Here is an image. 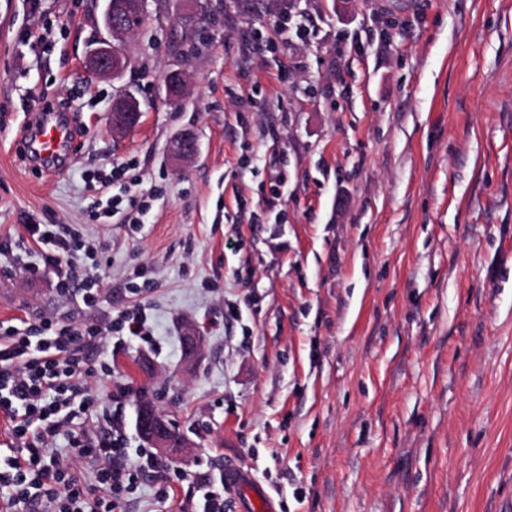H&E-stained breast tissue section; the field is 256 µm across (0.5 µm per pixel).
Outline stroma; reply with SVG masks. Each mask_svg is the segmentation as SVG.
<instances>
[{"label": "stroma", "mask_w": 512, "mask_h": 512, "mask_svg": "<svg viewBox=\"0 0 512 512\" xmlns=\"http://www.w3.org/2000/svg\"><path fill=\"white\" fill-rule=\"evenodd\" d=\"M104 6L0 0V238L71 225L99 282L88 307L37 253L0 256V323L105 327L150 282L152 342L93 352L103 390H133L99 421L143 448L147 400L191 446L166 505L146 477L123 512H189L229 459L278 512H512V0H224L186 60L173 0H149L97 82ZM124 93L141 117L116 135ZM42 111L77 129L52 174L24 131Z\"/></svg>", "instance_id": "obj_1"}]
</instances>
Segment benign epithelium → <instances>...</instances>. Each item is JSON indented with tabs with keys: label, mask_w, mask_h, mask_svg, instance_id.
I'll return each mask as SVG.
<instances>
[{
	"label": "benign epithelium",
	"mask_w": 512,
	"mask_h": 512,
	"mask_svg": "<svg viewBox=\"0 0 512 512\" xmlns=\"http://www.w3.org/2000/svg\"><path fill=\"white\" fill-rule=\"evenodd\" d=\"M182 8L181 17L217 16L221 0H175ZM135 17L131 21L116 18L112 15V0H107L103 13V29L105 36L98 40L95 48L89 51L85 59V68L89 76L97 80L114 79L121 75L128 65V58L116 46L115 41L126 36L147 18L148 0H129ZM139 112V103L132 97H118L112 101L110 108L112 131L120 132L128 127ZM172 152L178 157L188 158L196 152V134L192 129L183 130L172 145ZM200 349L199 339L188 335L182 344L183 361L191 366L195 363ZM137 430L149 447L161 454L176 458L182 449L190 447L187 438L178 440L171 435L164 415L150 405L140 406L137 419Z\"/></svg>",
	"instance_id": "1"
}]
</instances>
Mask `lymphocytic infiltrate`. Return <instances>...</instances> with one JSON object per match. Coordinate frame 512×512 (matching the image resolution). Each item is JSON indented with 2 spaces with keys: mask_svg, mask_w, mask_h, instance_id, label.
Returning <instances> with one entry per match:
<instances>
[{
  "mask_svg": "<svg viewBox=\"0 0 512 512\" xmlns=\"http://www.w3.org/2000/svg\"><path fill=\"white\" fill-rule=\"evenodd\" d=\"M27 241L0 242V253L40 249L43 267L57 277L64 292L80 291L86 306L98 301L94 282L78 274L73 263L87 245L65 224H30ZM150 342L144 305L117 316L105 328H80L51 318L25 329L0 326V412L11 421V455L0 467V512H121L126 493L141 477L171 478V467L151 451H129L121 429L99 427L92 417V384L111 375L112 364L95 361L89 351L112 335ZM79 404L86 418L73 423L66 410ZM69 429L72 455L92 469L96 489L71 470L53 449L62 429Z\"/></svg>",
  "mask_w": 512,
  "mask_h": 512,
  "instance_id": "lymphocytic-infiltrate-1",
  "label": "lymphocytic infiltrate"
}]
</instances>
